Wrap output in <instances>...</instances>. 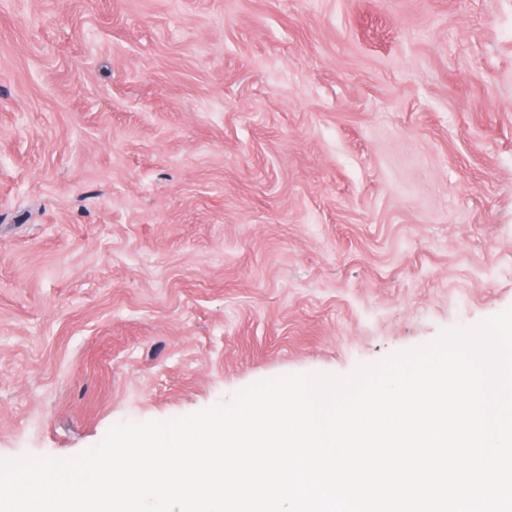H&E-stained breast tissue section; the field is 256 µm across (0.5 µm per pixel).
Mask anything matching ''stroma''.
I'll use <instances>...</instances> for the list:
<instances>
[{"mask_svg": "<svg viewBox=\"0 0 512 512\" xmlns=\"http://www.w3.org/2000/svg\"><path fill=\"white\" fill-rule=\"evenodd\" d=\"M512 307V0H0V459Z\"/></svg>", "mask_w": 512, "mask_h": 512, "instance_id": "obj_1", "label": "stroma"}]
</instances>
